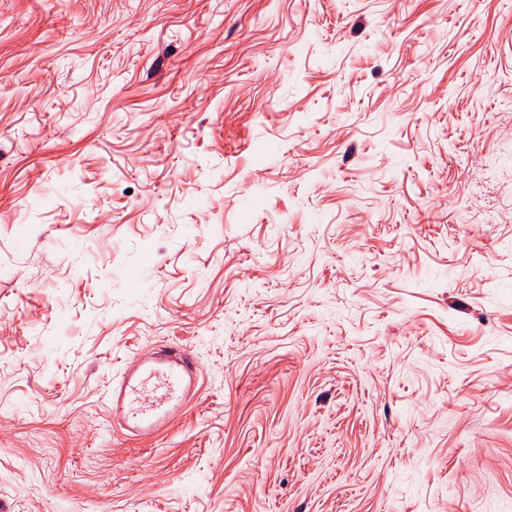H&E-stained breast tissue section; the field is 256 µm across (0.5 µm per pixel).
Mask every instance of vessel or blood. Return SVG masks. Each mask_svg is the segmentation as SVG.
Segmentation results:
<instances>
[{
    "instance_id": "b4317fda",
    "label": "vessel or blood",
    "mask_w": 512,
    "mask_h": 512,
    "mask_svg": "<svg viewBox=\"0 0 512 512\" xmlns=\"http://www.w3.org/2000/svg\"><path fill=\"white\" fill-rule=\"evenodd\" d=\"M197 364L182 348L158 356L136 358L112 392V401L126 408L130 429L147 434L171 415L195 391Z\"/></svg>"
}]
</instances>
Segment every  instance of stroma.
<instances>
[{"mask_svg": "<svg viewBox=\"0 0 512 512\" xmlns=\"http://www.w3.org/2000/svg\"><path fill=\"white\" fill-rule=\"evenodd\" d=\"M0 503L512 512V0H0ZM197 370L194 357L183 348L133 359L113 389L112 403L126 408L132 431L148 434L192 396Z\"/></svg>", "mask_w": 512, "mask_h": 512, "instance_id": "stroma-1", "label": "stroma"}]
</instances>
